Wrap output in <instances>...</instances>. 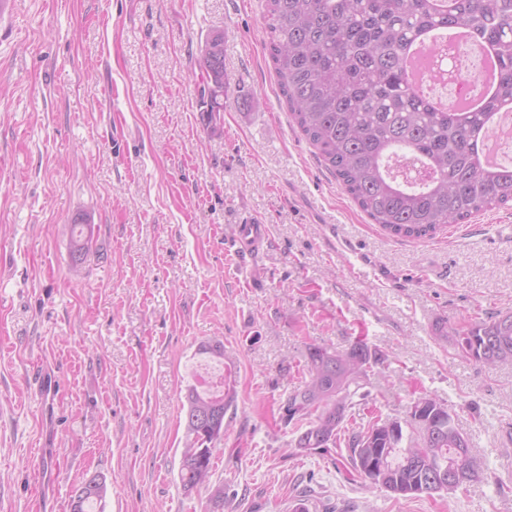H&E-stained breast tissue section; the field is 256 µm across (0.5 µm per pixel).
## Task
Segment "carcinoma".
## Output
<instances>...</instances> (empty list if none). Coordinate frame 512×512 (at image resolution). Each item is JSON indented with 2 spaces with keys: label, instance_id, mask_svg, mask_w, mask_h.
<instances>
[{
  "label": "carcinoma",
  "instance_id": "1",
  "mask_svg": "<svg viewBox=\"0 0 512 512\" xmlns=\"http://www.w3.org/2000/svg\"><path fill=\"white\" fill-rule=\"evenodd\" d=\"M444 12L432 0H265L269 56L279 89L304 138L357 206L389 233L419 239L446 224L512 203V167L483 163L479 133L504 104L512 105V0H451ZM468 27L492 44L499 58L495 92L471 111L435 109L415 95L405 76V50L427 30L449 36ZM200 103L212 122L224 111V36L207 35L199 47ZM72 261L86 252L83 230L72 231ZM475 361L512 362V313L465 329L452 328ZM376 354L357 342L345 351L311 345L308 380L288 394V420L301 421L294 447L336 445L346 411ZM186 444L179 478L190 493L210 484L215 446L224 437V414L234 385L216 391L196 385L185 395ZM379 420L352 439V466L369 482L401 497L432 495L438 465L465 468L479 478L482 462L456 426L448 406L423 393L404 424L389 430ZM105 485L82 482L70 512H95Z\"/></svg>",
  "mask_w": 512,
  "mask_h": 512
}]
</instances>
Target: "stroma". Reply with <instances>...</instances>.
Instances as JSON below:
<instances>
[{
    "label": "stroma",
    "mask_w": 512,
    "mask_h": 512,
    "mask_svg": "<svg viewBox=\"0 0 512 512\" xmlns=\"http://www.w3.org/2000/svg\"><path fill=\"white\" fill-rule=\"evenodd\" d=\"M263 11L14 0L0 20V512H70L92 474L103 512H211L179 469L185 388L214 340L236 390L211 477L223 512H512V364L436 333L512 311V205L419 240L372 223L293 123ZM214 30L229 91L209 123L198 50ZM253 216L269 244L235 252ZM359 341L378 360L336 446L297 450L284 408L308 346ZM422 393L484 471L397 497L357 475L350 440Z\"/></svg>",
    "instance_id": "obj_1"
}]
</instances>
